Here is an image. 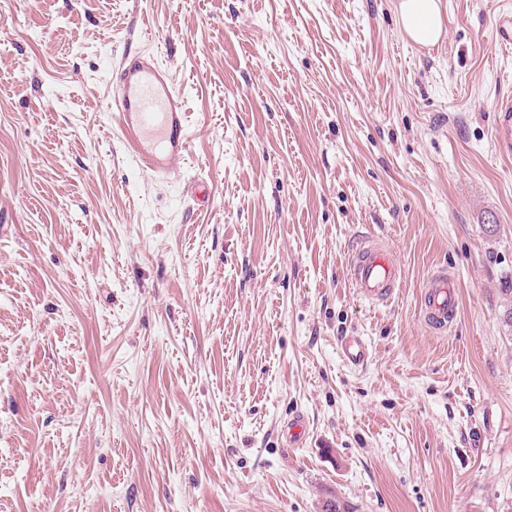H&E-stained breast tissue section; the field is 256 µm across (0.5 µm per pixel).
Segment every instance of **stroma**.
I'll return each instance as SVG.
<instances>
[{"label": "stroma", "instance_id": "1", "mask_svg": "<svg viewBox=\"0 0 512 512\" xmlns=\"http://www.w3.org/2000/svg\"><path fill=\"white\" fill-rule=\"evenodd\" d=\"M397 3L0 0V512H512V52L499 0L430 47ZM127 46L184 95L176 177L117 132ZM492 27L499 44L512 47V8L499 9L492 15ZM495 123L493 133L499 154L512 157V95L501 97L494 107ZM349 276L359 296L372 303H383L393 295L402 280L401 267L391 248L383 241L367 238L351 254ZM455 277L448 269L434 270L423 287L421 317L436 332L443 333L457 312L458 295ZM338 345L341 356L349 364L360 366L367 362L369 351L362 336H341Z\"/></svg>", "mask_w": 512, "mask_h": 512}]
</instances>
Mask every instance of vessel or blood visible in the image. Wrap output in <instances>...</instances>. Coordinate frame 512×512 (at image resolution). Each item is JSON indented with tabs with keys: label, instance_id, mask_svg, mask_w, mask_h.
<instances>
[{
	"label": "vessel or blood",
	"instance_id": "1",
	"mask_svg": "<svg viewBox=\"0 0 512 512\" xmlns=\"http://www.w3.org/2000/svg\"><path fill=\"white\" fill-rule=\"evenodd\" d=\"M499 44L512 47V8L492 16ZM117 90L112 108L120 119L128 148L140 164L159 177L176 171L190 140L184 98L169 72L151 54L122 52L112 70ZM493 133L502 157H512V95L501 97L494 107ZM349 276L359 296L372 303L388 301L402 280L401 267L391 248L368 238L360 243L349 261ZM457 284L447 269L434 270L423 287L421 317L436 332L447 331L457 312ZM343 359L351 365L367 362L369 351L363 337L343 336L338 341Z\"/></svg>",
	"mask_w": 512,
	"mask_h": 512
}]
</instances>
